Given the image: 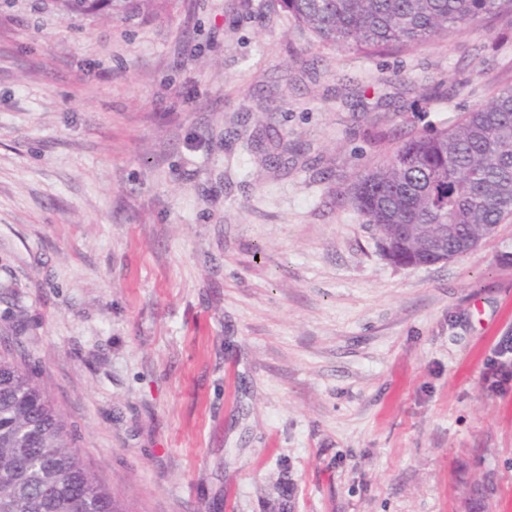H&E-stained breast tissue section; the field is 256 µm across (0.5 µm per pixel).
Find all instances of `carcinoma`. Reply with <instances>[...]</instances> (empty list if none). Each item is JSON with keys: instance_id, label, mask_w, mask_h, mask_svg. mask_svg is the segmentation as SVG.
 <instances>
[{"instance_id": "carcinoma-1", "label": "carcinoma", "mask_w": 512, "mask_h": 512, "mask_svg": "<svg viewBox=\"0 0 512 512\" xmlns=\"http://www.w3.org/2000/svg\"><path fill=\"white\" fill-rule=\"evenodd\" d=\"M65 14L131 19L159 0H56ZM296 23L337 49L414 48L476 22L512 16V0H280ZM351 202L397 261L426 263L436 225L448 255L512 216V83L451 129L413 136L368 169ZM0 512H125L87 467L35 376L0 355Z\"/></svg>"}]
</instances>
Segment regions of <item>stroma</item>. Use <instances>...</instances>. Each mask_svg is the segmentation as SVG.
<instances>
[{
  "mask_svg": "<svg viewBox=\"0 0 512 512\" xmlns=\"http://www.w3.org/2000/svg\"><path fill=\"white\" fill-rule=\"evenodd\" d=\"M510 81L508 16L367 56L0 0V352L129 512H512V219L404 267L350 199Z\"/></svg>",
  "mask_w": 512,
  "mask_h": 512,
  "instance_id": "obj_1",
  "label": "stroma"
}]
</instances>
